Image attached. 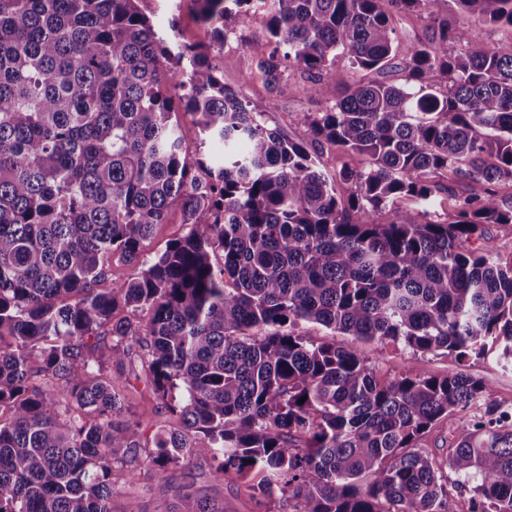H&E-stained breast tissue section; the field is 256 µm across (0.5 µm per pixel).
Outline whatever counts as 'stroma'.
Returning a JSON list of instances; mask_svg holds the SVG:
<instances>
[{
    "instance_id": "35a3bbf8",
    "label": "stroma",
    "mask_w": 512,
    "mask_h": 512,
    "mask_svg": "<svg viewBox=\"0 0 512 512\" xmlns=\"http://www.w3.org/2000/svg\"><path fill=\"white\" fill-rule=\"evenodd\" d=\"M139 7L159 31L166 32L174 26L178 28L181 39L186 41L206 44L211 40L210 30L197 20L191 0H140ZM265 41L264 19L256 18L237 27L235 37L225 44L218 57L225 84L232 88L244 87L251 98L263 100L267 105L268 126L280 129L290 139L306 143L329 176H336L345 168H362L365 164L363 155L330 143L312 142L306 117L318 111L319 105L304 94L299 78H289L281 84L279 91H267L249 50L250 45ZM335 342L360 350L375 366L378 377H393L410 370L433 375L462 371L482 378L489 386L492 400L504 405L512 404V367L502 365L494 357L459 361L451 355H415L394 344L361 342L340 333L336 334ZM168 478L172 485L190 482L200 493L223 497L230 512H255L254 505L242 493L238 480L228 478L224 483H213L208 466L202 461L194 460L169 471Z\"/></svg>"
}]
</instances>
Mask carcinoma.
<instances>
[{"instance_id": "cac0c4a2", "label": "carcinoma", "mask_w": 512, "mask_h": 512, "mask_svg": "<svg viewBox=\"0 0 512 512\" xmlns=\"http://www.w3.org/2000/svg\"><path fill=\"white\" fill-rule=\"evenodd\" d=\"M138 2L0 0V512H114L118 480L195 458L289 512H454L451 485L467 512H512V406L481 380L381 381L356 349L296 332L512 362V253L471 247L488 224L512 229L488 190L512 183V53L479 35L512 27V0L263 12L252 51L268 90L298 74L323 103L312 140L366 156L339 174L345 200L306 145L265 125L263 101L224 85L217 55L258 0H193L208 45L157 32ZM394 11L429 31L402 57ZM341 53L357 74L345 90L328 84ZM393 69L402 82L359 77ZM177 100L219 163L188 161ZM445 173L487 186L450 222L433 210ZM399 199L411 207L380 222ZM175 201L187 231L149 258ZM114 258L132 273L102 288ZM134 355L180 424L150 450L125 417ZM453 415L440 459L421 438ZM158 491L169 512H224L190 483Z\"/></svg>"}]
</instances>
